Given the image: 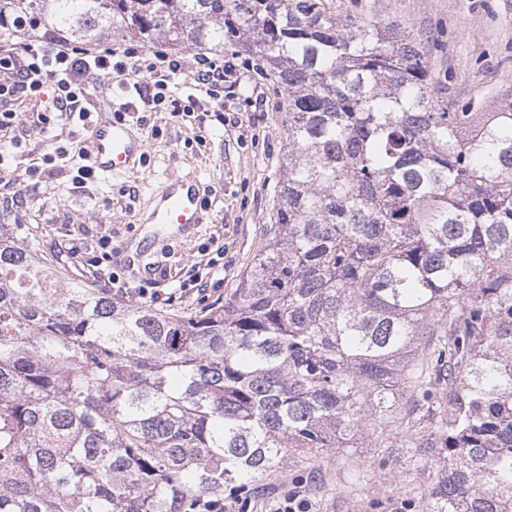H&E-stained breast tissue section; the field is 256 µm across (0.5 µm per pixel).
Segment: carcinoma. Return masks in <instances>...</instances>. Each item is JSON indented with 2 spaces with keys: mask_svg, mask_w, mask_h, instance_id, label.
Listing matches in <instances>:
<instances>
[{
  "mask_svg": "<svg viewBox=\"0 0 512 512\" xmlns=\"http://www.w3.org/2000/svg\"><path fill=\"white\" fill-rule=\"evenodd\" d=\"M262 60L287 99L272 223L229 299L67 282L0 224V512H190L297 455L379 448L421 512H512V98L435 99L424 46L323 0H0V40Z\"/></svg>",
  "mask_w": 512,
  "mask_h": 512,
  "instance_id": "1",
  "label": "carcinoma"
}]
</instances>
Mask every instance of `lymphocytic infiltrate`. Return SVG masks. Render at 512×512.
Here are the masks:
<instances>
[{
  "mask_svg": "<svg viewBox=\"0 0 512 512\" xmlns=\"http://www.w3.org/2000/svg\"><path fill=\"white\" fill-rule=\"evenodd\" d=\"M192 73L193 93L185 99L172 95L182 75ZM134 83L145 107L170 104L174 111L199 109L201 96H214L224 83L240 79L233 59H212L204 55L186 59L159 49L151 52L139 48L76 45L60 39L42 46L16 45L0 51V163L4 162L13 140L7 134L20 118L14 108L17 101H44L36 122L49 127L53 119L86 118L87 102L96 87L93 77Z\"/></svg>",
  "mask_w": 512,
  "mask_h": 512,
  "instance_id": "obj_1",
  "label": "lymphocytic infiltrate"
}]
</instances>
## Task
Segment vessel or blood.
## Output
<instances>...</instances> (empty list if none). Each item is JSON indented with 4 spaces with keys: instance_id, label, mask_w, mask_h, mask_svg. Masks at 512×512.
I'll list each match as a JSON object with an SVG mask.
<instances>
[{
    "instance_id": "vessel-or-blood-1",
    "label": "vessel or blood",
    "mask_w": 512,
    "mask_h": 512,
    "mask_svg": "<svg viewBox=\"0 0 512 512\" xmlns=\"http://www.w3.org/2000/svg\"><path fill=\"white\" fill-rule=\"evenodd\" d=\"M84 146L92 169L102 174L129 170L144 151L142 140L133 135L127 121L113 114L93 126ZM149 221L179 227L202 223V197L197 182L176 179L165 183Z\"/></svg>"
}]
</instances>
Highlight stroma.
<instances>
[{
    "label": "stroma",
    "instance_id": "obj_1",
    "mask_svg": "<svg viewBox=\"0 0 512 512\" xmlns=\"http://www.w3.org/2000/svg\"><path fill=\"white\" fill-rule=\"evenodd\" d=\"M341 18L393 22L425 38L435 81L456 103L480 95L495 101L512 94V0H329ZM261 87L266 111H251L247 97ZM284 95L274 80L248 65L241 84H225L207 112L185 116L171 106L147 113L135 125L144 143V161L133 172L98 176L73 188L65 162L43 164L49 135L32 121V102L15 105L19 141L0 165V179L20 180L19 202L0 197V224H23L43 252L59 256L73 282L112 290L126 288L137 301L139 288L152 294V306L195 311L229 297L264 243L270 222L279 159L285 138L281 125ZM198 182L207 207L203 223L187 229L151 224L160 187L173 179ZM109 240L112 258L102 267L101 240ZM223 242L224 286L200 294L182 290L203 253ZM117 274L118 283L109 281ZM373 449L347 448L327 457L333 489L305 488L312 512H369L366 492L343 483L356 458H372Z\"/></svg>",
    "mask_w": 512,
    "mask_h": 512
}]
</instances>
